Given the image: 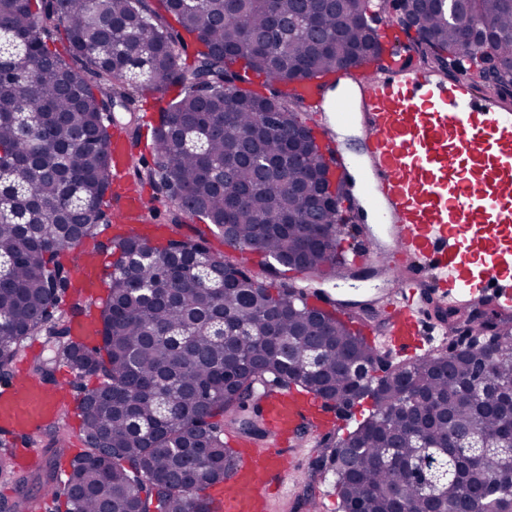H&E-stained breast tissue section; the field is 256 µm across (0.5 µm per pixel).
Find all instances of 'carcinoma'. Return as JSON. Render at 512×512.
Listing matches in <instances>:
<instances>
[{
    "label": "carcinoma",
    "mask_w": 512,
    "mask_h": 512,
    "mask_svg": "<svg viewBox=\"0 0 512 512\" xmlns=\"http://www.w3.org/2000/svg\"><path fill=\"white\" fill-rule=\"evenodd\" d=\"M368 0H0V365L36 336L52 354L30 374L82 383V452L46 475L65 512H215L201 495L232 460L224 437L266 441L263 401L283 386L369 415L321 453L332 458L341 512H512V488H490L512 467V322L502 346L461 357L426 354L397 366L360 397L354 366L372 359L365 336L212 251L200 236L113 238L112 272L96 343L77 342L70 318L84 288L58 262L110 223L112 132L105 104L138 111V94L166 91L153 128L155 201L212 225L224 243L268 259L278 278L336 269V215L346 198L299 118L291 84L371 62L382 51L364 24ZM418 54L434 66L463 54V74L505 100L512 87V0H455L461 22L412 0ZM484 29L498 58L485 77L466 26ZM67 55L53 48L56 35ZM193 49L191 61L183 59ZM264 77L269 94L240 87ZM95 378L93 387L84 381ZM480 465L456 473L449 435ZM64 452L63 424L49 425Z\"/></svg>",
    "instance_id": "obj_1"
}]
</instances>
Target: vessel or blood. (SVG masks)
Instances as JSON below:
<instances>
[{"instance_id": "obj_1", "label": "vessel or blood", "mask_w": 512, "mask_h": 512, "mask_svg": "<svg viewBox=\"0 0 512 512\" xmlns=\"http://www.w3.org/2000/svg\"><path fill=\"white\" fill-rule=\"evenodd\" d=\"M378 29L394 45L381 66L361 73L339 69L291 92L317 115L316 135L332 182L360 186L359 197L342 206L344 221L378 226L361 234L359 246L342 250V263L395 257L384 291L385 317L393 343L411 355L421 334L414 310L421 280L446 287L461 302L491 292L500 306H512V233L504 230L512 223V112L467 80L415 68L409 44L387 17H379ZM337 125L357 127L358 154L335 135ZM132 165L127 138L114 139L115 174ZM112 207L117 223L132 224L145 203L136 192L118 197ZM442 268L454 269V276L432 278ZM104 269V262L90 260L74 276L94 289ZM264 412L276 437L260 452L237 449L238 464L225 476L223 490L209 493L218 512H266L269 495L287 497L285 440L339 422L321 400L292 390L268 397ZM57 414L56 397L39 380L27 377L0 392L1 432L29 442Z\"/></svg>"}]
</instances>
